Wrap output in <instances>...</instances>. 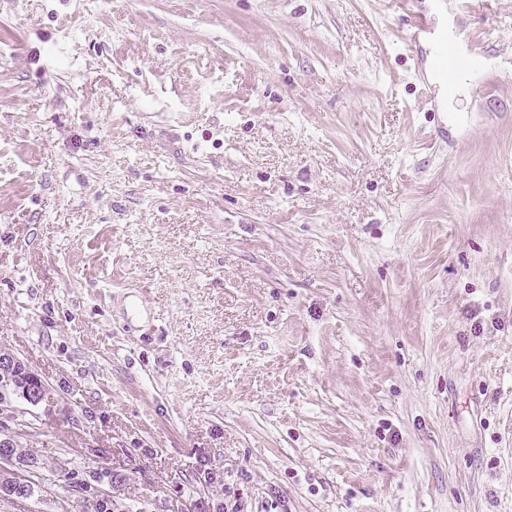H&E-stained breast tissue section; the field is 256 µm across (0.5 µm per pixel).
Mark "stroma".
I'll return each mask as SVG.
<instances>
[{"label":"stroma","mask_w":512,"mask_h":512,"mask_svg":"<svg viewBox=\"0 0 512 512\" xmlns=\"http://www.w3.org/2000/svg\"><path fill=\"white\" fill-rule=\"evenodd\" d=\"M387 0H0L23 448L166 512H512V0L422 106ZM441 127L445 138L430 143ZM0 512H89L47 477Z\"/></svg>","instance_id":"35a3bbf8"}]
</instances>
